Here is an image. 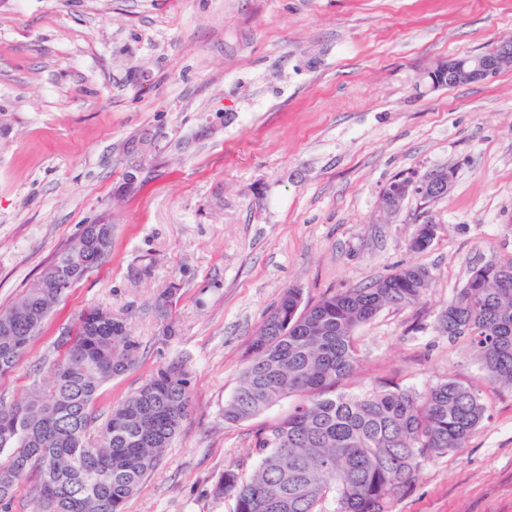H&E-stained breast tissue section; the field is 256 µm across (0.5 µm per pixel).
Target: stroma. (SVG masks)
Wrapping results in <instances>:
<instances>
[{
  "label": "stroma",
  "instance_id": "1",
  "mask_svg": "<svg viewBox=\"0 0 512 512\" xmlns=\"http://www.w3.org/2000/svg\"><path fill=\"white\" fill-rule=\"evenodd\" d=\"M508 37L512 0H0V309L83 225H112L107 262L0 378V403L48 386L60 334L85 307L109 308L139 362L101 389L96 413L161 365L192 375L188 416L126 512H234L216 483L251 474L257 431L294 404L224 419L282 290L311 305L420 266L419 302L355 330L344 388L475 386L484 422L422 457L391 512H512V387L488 382L467 339L441 327L473 267L512 259V68L435 90L423 79ZM442 169L447 196L380 211L395 177ZM426 221L435 237L414 251Z\"/></svg>",
  "mask_w": 512,
  "mask_h": 512
}]
</instances>
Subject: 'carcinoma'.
Masks as SVG:
<instances>
[{"instance_id": "carcinoma-1", "label": "carcinoma", "mask_w": 512, "mask_h": 512, "mask_svg": "<svg viewBox=\"0 0 512 512\" xmlns=\"http://www.w3.org/2000/svg\"><path fill=\"white\" fill-rule=\"evenodd\" d=\"M112 225L86 224L60 249L37 281L0 309V376L17 367L67 289L103 264ZM421 268L404 266L379 282L346 288L302 305L300 288L283 290L246 351L224 420H248L290 396L288 414L256 438L260 459L246 479L233 469L214 488L234 499V512H390L394 497L416 480L420 458L463 446L481 425L479 391L453 377L421 392L381 385L363 394L341 390L355 371V329L388 306L419 301ZM84 310L51 384L26 400L0 403V512L37 473L35 512H125L128 500L159 462L185 419L191 371L161 366L130 397L112 407L100 439L89 440L102 386L132 370L140 345L127 321ZM441 324L465 337L491 383L512 385V260L472 269Z\"/></svg>"}]
</instances>
